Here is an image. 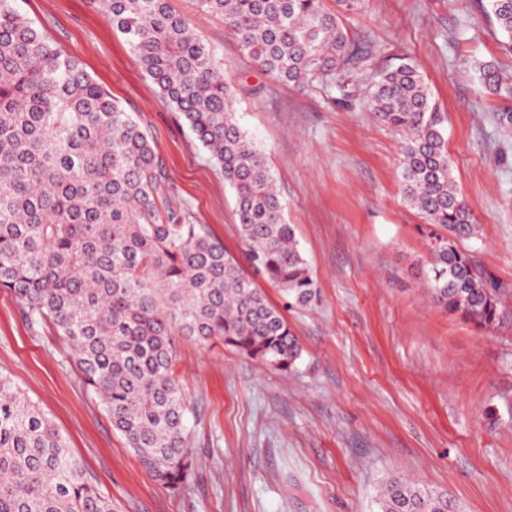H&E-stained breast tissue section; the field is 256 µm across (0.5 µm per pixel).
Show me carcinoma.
<instances>
[{
  "mask_svg": "<svg viewBox=\"0 0 512 512\" xmlns=\"http://www.w3.org/2000/svg\"><path fill=\"white\" fill-rule=\"evenodd\" d=\"M224 17L274 85L328 93L346 85L368 45L346 27L361 0H197ZM512 53V0H486ZM162 98L195 134L236 196L246 262L174 208L166 171L131 113L17 7L0 0V288L74 351L112 427L165 488L192 475L189 405L175 372L178 336L224 345L280 370L302 347L247 269L309 305L316 283L286 222L266 156L231 112L234 86L168 0H103ZM486 87L512 98L492 66ZM401 135L405 202L428 223V294L450 314L494 322L497 289L457 241L477 233L452 176L444 117L408 59L367 94ZM379 512H461L444 492L383 482ZM0 512H114L54 422L0 373Z\"/></svg>",
  "mask_w": 512,
  "mask_h": 512,
  "instance_id": "obj_1",
  "label": "carcinoma"
}]
</instances>
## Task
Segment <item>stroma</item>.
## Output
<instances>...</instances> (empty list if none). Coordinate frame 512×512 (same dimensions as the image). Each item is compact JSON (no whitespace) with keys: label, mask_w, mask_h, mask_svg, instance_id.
<instances>
[{"label":"stroma","mask_w":512,"mask_h":512,"mask_svg":"<svg viewBox=\"0 0 512 512\" xmlns=\"http://www.w3.org/2000/svg\"><path fill=\"white\" fill-rule=\"evenodd\" d=\"M24 14L146 128L188 207L233 254L235 194L161 98L97 0H18ZM235 87L236 119L272 167L317 284L311 305L281 308L303 352L277 370L214 340L176 344L196 466L175 494L155 481L86 389L55 328L0 289V373L56 423L117 512H378L384 477L447 492L463 512H512V108L480 79L512 55L477 0H366L345 18L368 59L349 104L267 78L221 16L169 0ZM410 58L445 115L453 177L477 224L461 251L501 295L480 327L425 294L424 220L403 198L399 138L366 103L376 70Z\"/></svg>","instance_id":"35a3bbf8"}]
</instances>
